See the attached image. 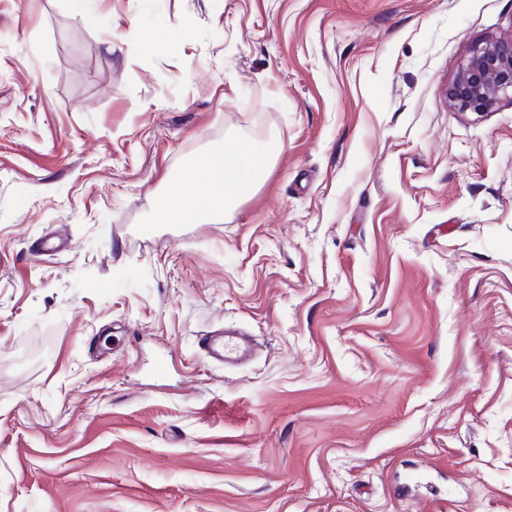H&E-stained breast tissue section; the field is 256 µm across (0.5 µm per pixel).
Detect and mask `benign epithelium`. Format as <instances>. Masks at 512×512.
<instances>
[{
	"mask_svg": "<svg viewBox=\"0 0 512 512\" xmlns=\"http://www.w3.org/2000/svg\"><path fill=\"white\" fill-rule=\"evenodd\" d=\"M512 95V36L478 43L469 51L446 95L459 112L482 113Z\"/></svg>",
	"mask_w": 512,
	"mask_h": 512,
	"instance_id": "benign-epithelium-1",
	"label": "benign epithelium"
}]
</instances>
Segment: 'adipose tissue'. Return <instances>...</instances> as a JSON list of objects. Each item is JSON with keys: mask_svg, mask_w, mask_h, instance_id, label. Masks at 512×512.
Wrapping results in <instances>:
<instances>
[{"mask_svg": "<svg viewBox=\"0 0 512 512\" xmlns=\"http://www.w3.org/2000/svg\"><path fill=\"white\" fill-rule=\"evenodd\" d=\"M268 169L265 152L237 140L197 156L172 183L162 210L171 224H210L233 200L263 181Z\"/></svg>", "mask_w": 512, "mask_h": 512, "instance_id": "1", "label": "adipose tissue"}]
</instances>
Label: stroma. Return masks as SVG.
Instances as JSON below:
<instances>
[{"instance_id": "1", "label": "stroma", "mask_w": 512, "mask_h": 512, "mask_svg": "<svg viewBox=\"0 0 512 512\" xmlns=\"http://www.w3.org/2000/svg\"><path fill=\"white\" fill-rule=\"evenodd\" d=\"M91 10L0 0V512H512V98L444 97L512 0ZM230 139L263 182L161 222ZM199 344L208 357L224 364L237 363L255 351V342L251 336H240L235 332L201 336Z\"/></svg>"}]
</instances>
